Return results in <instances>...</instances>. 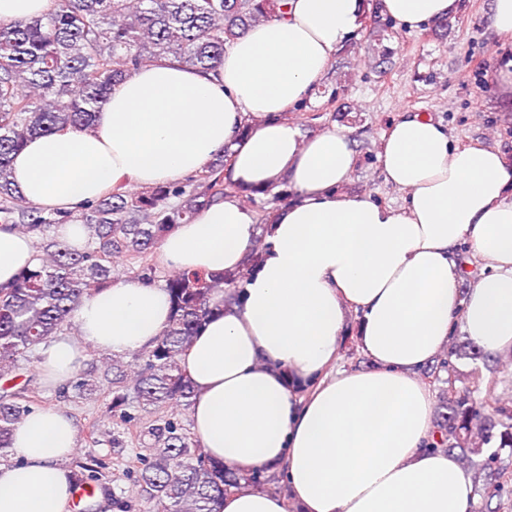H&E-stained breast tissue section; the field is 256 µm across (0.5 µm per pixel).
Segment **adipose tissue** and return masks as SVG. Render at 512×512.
<instances>
[{"label": "adipose tissue", "instance_id": "1", "mask_svg": "<svg viewBox=\"0 0 512 512\" xmlns=\"http://www.w3.org/2000/svg\"><path fill=\"white\" fill-rule=\"evenodd\" d=\"M375 6L415 31L454 17L460 0ZM367 8L366 0H287L284 14L246 30L214 70L172 61L134 70L111 86L91 129L35 136L13 160L20 195L48 211L78 210L121 179L176 183L224 154L239 189L290 190L266 231L227 196L158 248L166 271L222 274L242 268L266 235L237 298L212 296L215 312L182 367L206 452L240 472L283 471L292 500L240 490L212 512H474L472 475L429 447L433 398L418 371L458 329L484 352L512 350V162L490 145L458 147L440 121L414 113L393 122L378 155L403 204L346 193L358 164L347 130L306 136L287 114L324 82ZM464 249L481 264L465 290ZM35 262L31 237L0 226V288ZM170 310L164 288L113 283L77 309V334L41 346L37 370L59 387L87 350L145 349ZM353 311L371 366L339 371ZM12 448L15 462L0 464V512H70L74 420L36 410Z\"/></svg>", "mask_w": 512, "mask_h": 512}]
</instances>
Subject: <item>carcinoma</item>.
<instances>
[{
	"instance_id": "1",
	"label": "carcinoma",
	"mask_w": 512,
	"mask_h": 512,
	"mask_svg": "<svg viewBox=\"0 0 512 512\" xmlns=\"http://www.w3.org/2000/svg\"><path fill=\"white\" fill-rule=\"evenodd\" d=\"M285 0H53L52 9L27 20L0 19V225L36 238L37 263L0 288V448L41 394L19 384L23 363L39 346L70 332L74 312L98 290L112 285L116 263L143 282L163 281L172 314L154 346L76 374L60 388L75 398L106 384L112 400V447L140 448L127 467L137 487L128 499L101 483L104 459L88 454L77 462L73 481L93 486L112 512H211L214 498L242 484L264 485V471L232 474L211 460L191 436L181 411L193 403L194 388L182 356L212 315L210 297L232 286L242 273L213 276L196 271L164 274L151 256L164 235L194 220L211 201L227 196L225 154L185 183L133 191L120 182L102 198L74 212H46L20 198L12 180V156L29 138L92 127L111 85L141 66L164 59L212 70L227 45L249 26L284 12ZM84 224L85 248L62 242L54 229ZM449 354L472 361L489 354L453 345ZM471 385L446 391L448 413L436 422L431 449L471 456L482 481L474 512H499L493 500L512 492V465L501 451L512 449V401L482 391L479 366Z\"/></svg>"
}]
</instances>
